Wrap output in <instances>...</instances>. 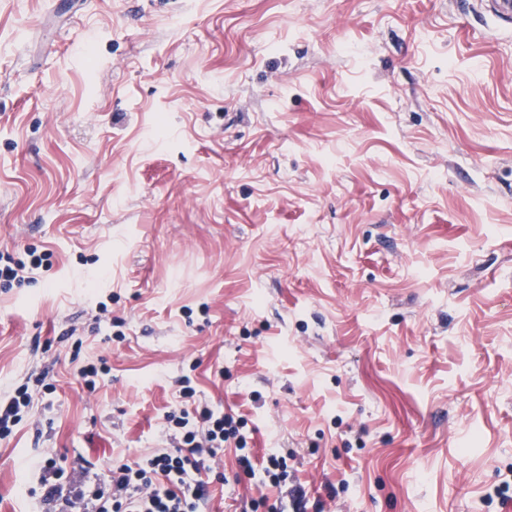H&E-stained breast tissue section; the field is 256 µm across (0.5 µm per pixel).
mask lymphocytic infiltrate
I'll return each mask as SVG.
<instances>
[{
	"label": "lymphocytic infiltrate",
	"mask_w": 512,
	"mask_h": 512,
	"mask_svg": "<svg viewBox=\"0 0 512 512\" xmlns=\"http://www.w3.org/2000/svg\"><path fill=\"white\" fill-rule=\"evenodd\" d=\"M178 443L161 448L137 462L116 463L100 473L88 463L94 478L68 487L63 468L53 459L33 464L43 497L57 512H202L209 497L203 479L205 459H219L226 443L238 440L232 415L208 405L166 414Z\"/></svg>",
	"instance_id": "f902f5d3"
}]
</instances>
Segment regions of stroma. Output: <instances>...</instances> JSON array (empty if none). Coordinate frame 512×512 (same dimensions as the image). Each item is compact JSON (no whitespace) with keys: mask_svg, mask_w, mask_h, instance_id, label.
I'll return each mask as SVG.
<instances>
[{"mask_svg":"<svg viewBox=\"0 0 512 512\" xmlns=\"http://www.w3.org/2000/svg\"><path fill=\"white\" fill-rule=\"evenodd\" d=\"M28 245L0 400L55 390L0 439V512H49L32 459L85 483L197 402L321 512H512V22L476 0H0ZM223 461L205 512L277 498Z\"/></svg>","mask_w":512,"mask_h":512,"instance_id":"1","label":"stroma"}]
</instances>
